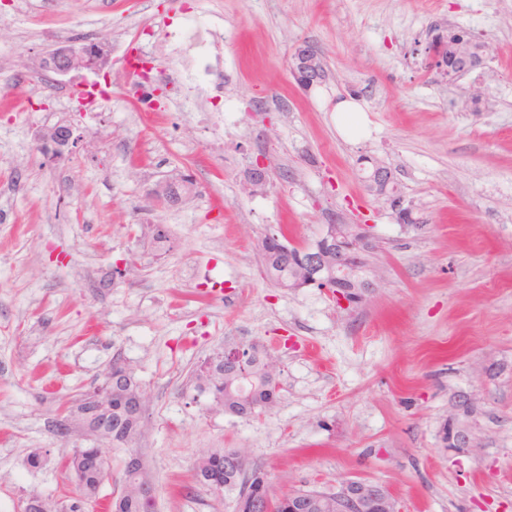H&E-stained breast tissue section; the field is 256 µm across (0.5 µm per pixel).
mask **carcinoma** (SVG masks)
<instances>
[{
	"label": "carcinoma",
	"instance_id": "cac0c4a2",
	"mask_svg": "<svg viewBox=\"0 0 512 512\" xmlns=\"http://www.w3.org/2000/svg\"><path fill=\"white\" fill-rule=\"evenodd\" d=\"M431 49L447 68H456L454 54L448 36L438 34L431 43ZM265 275L277 287H289L296 276V267L288 265V255L280 245L265 237L261 242ZM245 359L230 366L224 355L211 358L209 366L200 371L199 389L209 391L214 399L224 407V411L239 417H254L274 406L279 399L278 384L268 369L266 359L257 351H245ZM112 371L128 374L125 386L112 387V445L128 448L141 433L142 418L129 416L122 406L130 396L140 391L133 374L125 364L112 361ZM224 451H216L202 458L203 465L196 466L201 483H208L217 466V456ZM62 462L74 474L77 493L60 506V512H77L76 504H87L96 500L101 492L106 470L98 448H71L64 450ZM145 476L141 467L125 464L122 477L115 482L112 492V512H154V502L141 499L125 491L124 484ZM264 488V474L253 465L245 464L243 470L223 471L216 489L236 492L239 512H248L247 502L252 494Z\"/></svg>",
	"mask_w": 512,
	"mask_h": 512
}]
</instances>
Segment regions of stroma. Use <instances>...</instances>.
Listing matches in <instances>:
<instances>
[{"instance_id":"stroma-1","label":"stroma","mask_w":512,"mask_h":512,"mask_svg":"<svg viewBox=\"0 0 512 512\" xmlns=\"http://www.w3.org/2000/svg\"><path fill=\"white\" fill-rule=\"evenodd\" d=\"M199 5L237 119L215 130L193 117L203 100L169 95L143 120L122 58L148 31L156 66L182 74L174 37ZM450 27L488 47L452 81L428 51ZM88 34L111 50L92 113L69 96L90 71L41 64ZM305 42L325 65L309 90L290 72ZM348 97L363 112L345 136ZM64 120L81 140L47 160L39 146ZM369 157L392 169L400 207L369 189ZM176 172L188 200L158 202ZM329 224L370 225L376 243L377 286L347 309L263 272L266 235L309 245ZM254 345L280 391L246 419L196 384L207 359ZM116 357L144 391L134 449L156 512H233L234 494L194 471L224 448L279 495L368 480L404 512H512V0H0V512L30 492L74 495L65 446L102 450L111 497L124 451L75 423L61 434L59 409ZM35 450L48 455L38 470Z\"/></svg>"}]
</instances>
